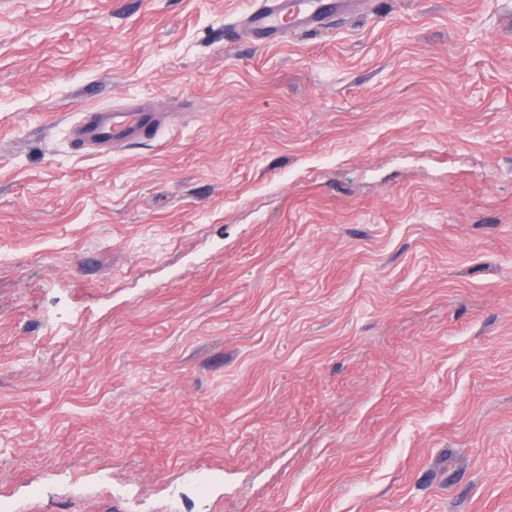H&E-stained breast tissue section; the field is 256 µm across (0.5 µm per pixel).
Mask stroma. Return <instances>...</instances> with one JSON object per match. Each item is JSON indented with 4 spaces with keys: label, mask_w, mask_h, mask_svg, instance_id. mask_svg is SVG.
<instances>
[{
    "label": "stroma",
    "mask_w": 512,
    "mask_h": 512,
    "mask_svg": "<svg viewBox=\"0 0 512 512\" xmlns=\"http://www.w3.org/2000/svg\"><path fill=\"white\" fill-rule=\"evenodd\" d=\"M360 2L0 0L12 512H512V0ZM353 0H260L240 20L260 45L279 41L288 31H321ZM167 113L141 107L100 109L81 120L76 133L82 144L111 151L143 139L156 137L166 124Z\"/></svg>",
    "instance_id": "1"
}]
</instances>
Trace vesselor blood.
Here are the masks:
<instances>
[{
	"instance_id": "b4317fda",
	"label": "vessel or blood",
	"mask_w": 512,
	"mask_h": 512,
	"mask_svg": "<svg viewBox=\"0 0 512 512\" xmlns=\"http://www.w3.org/2000/svg\"><path fill=\"white\" fill-rule=\"evenodd\" d=\"M352 0H258L240 21L261 45L279 41L291 31L324 29L336 14L349 9ZM166 113L141 107L98 110L78 122L82 143L109 151L121 145L156 137L166 124Z\"/></svg>"
}]
</instances>
